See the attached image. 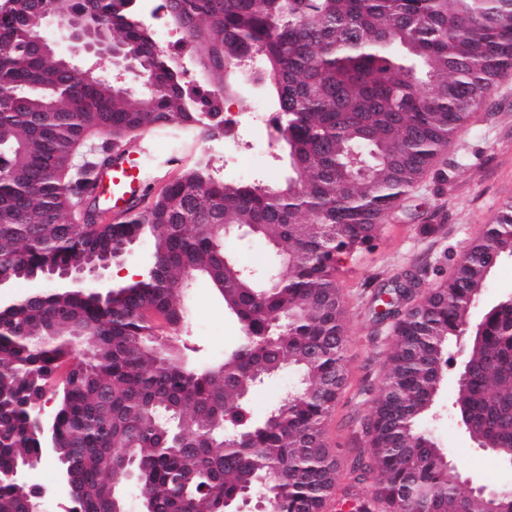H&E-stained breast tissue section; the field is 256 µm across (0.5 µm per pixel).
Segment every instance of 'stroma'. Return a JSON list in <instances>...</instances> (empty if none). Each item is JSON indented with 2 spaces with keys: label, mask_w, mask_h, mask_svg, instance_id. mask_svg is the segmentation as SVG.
<instances>
[{
  "label": "stroma",
  "mask_w": 512,
  "mask_h": 512,
  "mask_svg": "<svg viewBox=\"0 0 512 512\" xmlns=\"http://www.w3.org/2000/svg\"><path fill=\"white\" fill-rule=\"evenodd\" d=\"M150 148L142 158L143 176L161 191L199 160L202 139L177 124L149 130ZM240 167L225 163L223 153L210 157L214 171L227 180L264 185L280 183L288 162L261 129L240 128ZM512 202V71L502 76L487 104L438 155L421 181L403 196L382 226L377 240L341 264L336 278L346 315L347 375L324 428L337 464L338 490L349 480L351 451L363 447L359 422L384 386L386 359L393 340L387 323L375 316V292L390 279L414 276L424 292L446 281L466 247L493 223L504 203ZM189 319L177 346L190 362H213V353L233 344L237 327L224 314L216 290L196 282L186 294ZM448 371L424 423L438 447L462 477L495 488L512 487V467L477 448L462 426L453 403L458 374L465 361L450 347Z\"/></svg>",
  "instance_id": "1"
}]
</instances>
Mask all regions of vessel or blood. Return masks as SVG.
<instances>
[{
    "mask_svg": "<svg viewBox=\"0 0 512 512\" xmlns=\"http://www.w3.org/2000/svg\"><path fill=\"white\" fill-rule=\"evenodd\" d=\"M146 150L147 142L142 137L109 150V162L98 170L86 188V197L98 209L110 214L127 215L134 212L141 202L144 189L140 159Z\"/></svg>",
    "mask_w": 512,
    "mask_h": 512,
    "instance_id": "b4317fda",
    "label": "vessel or blood"
}]
</instances>
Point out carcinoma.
I'll return each mask as SVG.
<instances>
[{
	"label": "carcinoma",
	"mask_w": 512,
	"mask_h": 512,
	"mask_svg": "<svg viewBox=\"0 0 512 512\" xmlns=\"http://www.w3.org/2000/svg\"><path fill=\"white\" fill-rule=\"evenodd\" d=\"M0 0V274L26 280L151 242L155 273L108 300L91 287L53 288L0 315V512H34L11 478L58 448L79 512H114L109 492L135 468L154 512H226L260 490L276 512H321L337 469L323 426L346 380L348 336L335 272L370 246L381 223L512 69V0H169L170 19L208 71V95L157 59L132 0H109L116 40L154 70L133 95L75 82L31 50L42 31L20 0ZM263 58L279 114L288 177L228 182L207 165L183 172L117 224H80L75 197L97 161L95 135L126 142L178 121L215 138L235 83L226 63ZM272 248L253 272L224 266V230ZM512 260V203L471 242L453 276L421 295L399 279L379 291L393 320L385 386L362 423L366 448L350 471L365 494L354 512H489L466 494L422 420L448 369V347L473 334L455 404L469 436L512 462V295L479 322L471 311L491 270ZM206 281L239 325L215 365L192 364L165 341L188 320L180 285ZM53 335H46V330ZM82 333L76 338L74 332ZM283 402L258 418L249 394L284 370ZM65 373L51 425L31 418ZM267 478V485L258 482Z\"/></svg>",
	"instance_id": "obj_1"
}]
</instances>
